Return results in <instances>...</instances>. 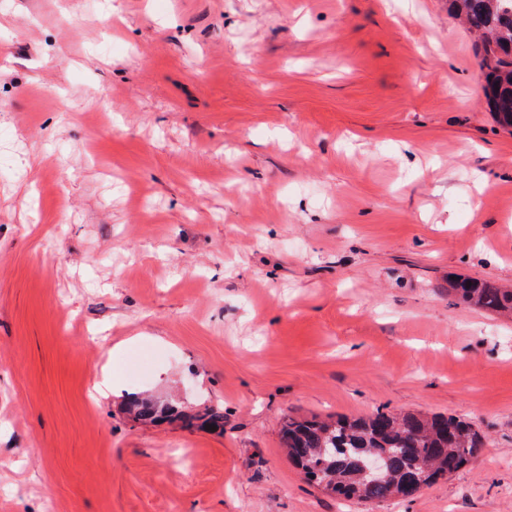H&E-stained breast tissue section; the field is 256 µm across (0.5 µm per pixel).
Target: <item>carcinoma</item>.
Wrapping results in <instances>:
<instances>
[{
  "mask_svg": "<svg viewBox=\"0 0 512 512\" xmlns=\"http://www.w3.org/2000/svg\"><path fill=\"white\" fill-rule=\"evenodd\" d=\"M448 9L478 37L487 106L500 124L512 127V0H448ZM448 292L468 305L512 316V288L460 277L449 282ZM129 412L142 422L173 416L186 428L200 421L224 429V411L218 408L188 414L135 398ZM280 434L288 457L309 482L331 496L369 503L414 497L417 488L467 465L482 442L470 423L452 415L382 410L366 418H288ZM368 454L384 459L373 475L362 467Z\"/></svg>",
  "mask_w": 512,
  "mask_h": 512,
  "instance_id": "carcinoma-1",
  "label": "carcinoma"
}]
</instances>
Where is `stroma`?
<instances>
[{"label": "stroma", "mask_w": 512, "mask_h": 512, "mask_svg": "<svg viewBox=\"0 0 512 512\" xmlns=\"http://www.w3.org/2000/svg\"><path fill=\"white\" fill-rule=\"evenodd\" d=\"M480 66L448 0H0V512H337L281 423L380 409L483 445L350 512H512V319L448 295L512 288ZM130 414L135 420L142 422H157L162 419L174 416L182 421L184 427H194L195 421H202V424L215 425V429L222 430L224 428V412L218 408L208 407L202 413L188 414L183 411L160 406L151 398H134L131 401Z\"/></svg>", "instance_id": "stroma-1"}]
</instances>
